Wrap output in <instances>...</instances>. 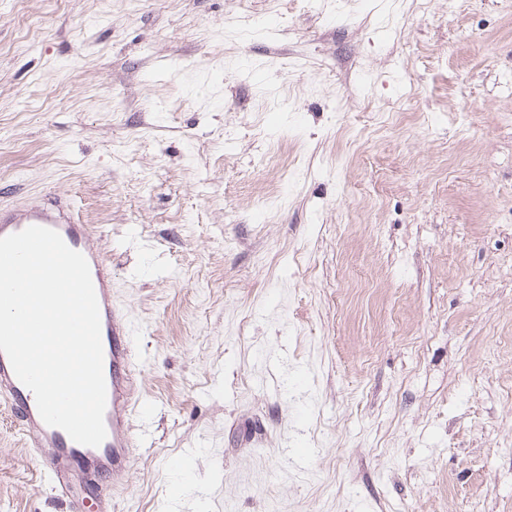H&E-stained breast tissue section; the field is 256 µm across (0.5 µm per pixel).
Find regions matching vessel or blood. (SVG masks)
<instances>
[{
  "label": "vessel or blood",
  "instance_id": "b4317fda",
  "mask_svg": "<svg viewBox=\"0 0 512 512\" xmlns=\"http://www.w3.org/2000/svg\"><path fill=\"white\" fill-rule=\"evenodd\" d=\"M30 226L55 230L68 247L85 256L100 311L107 402L106 438L99 446L79 444L64 430L45 424L33 393L16 377L8 356L0 352V401L20 425L30 455L52 478L57 492L69 497L77 476L129 468L138 445L127 425L128 416L137 407L133 398V336L122 308L112 297L111 264L105 252L92 245L96 229L83 223L76 204L58 193L45 194L24 206L0 204V237Z\"/></svg>",
  "mask_w": 512,
  "mask_h": 512
}]
</instances>
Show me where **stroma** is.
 <instances>
[{"label": "stroma", "instance_id": "stroma-1", "mask_svg": "<svg viewBox=\"0 0 512 512\" xmlns=\"http://www.w3.org/2000/svg\"><path fill=\"white\" fill-rule=\"evenodd\" d=\"M48 191L135 341L112 512H512V0H0ZM70 508L0 409V512Z\"/></svg>", "mask_w": 512, "mask_h": 512}]
</instances>
